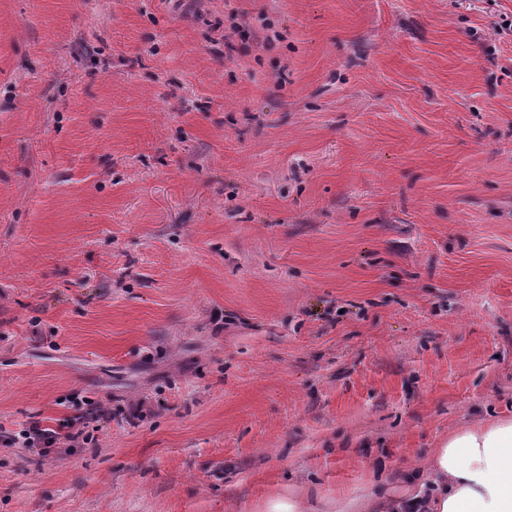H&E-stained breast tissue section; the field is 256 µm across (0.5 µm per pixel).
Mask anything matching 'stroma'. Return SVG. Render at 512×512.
<instances>
[{
	"mask_svg": "<svg viewBox=\"0 0 512 512\" xmlns=\"http://www.w3.org/2000/svg\"><path fill=\"white\" fill-rule=\"evenodd\" d=\"M510 21L0 0V512H333L512 417ZM84 424H72L69 428L70 431L60 433L52 428H43L38 423H33L30 426L21 429L18 434L12 437H7V445L20 444L23 448H35L36 446L44 445L45 448L52 447L54 444H64L67 448H83L93 440V436L89 431H86Z\"/></svg>",
	"mask_w": 512,
	"mask_h": 512,
	"instance_id": "stroma-1",
	"label": "stroma"
}]
</instances>
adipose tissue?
Wrapping results in <instances>:
<instances>
[{
    "instance_id": "adipose-tissue-1",
    "label": "adipose tissue",
    "mask_w": 512,
    "mask_h": 512,
    "mask_svg": "<svg viewBox=\"0 0 512 512\" xmlns=\"http://www.w3.org/2000/svg\"><path fill=\"white\" fill-rule=\"evenodd\" d=\"M336 512H512V418L453 432L425 475L337 500Z\"/></svg>"
}]
</instances>
